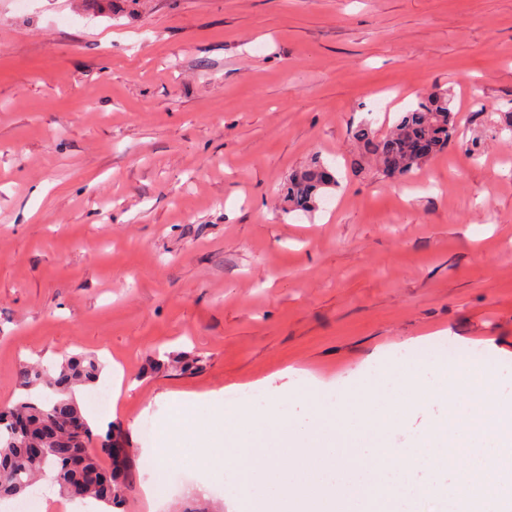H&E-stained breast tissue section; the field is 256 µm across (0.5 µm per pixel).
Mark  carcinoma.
<instances>
[{"label": "carcinoma", "mask_w": 512, "mask_h": 512, "mask_svg": "<svg viewBox=\"0 0 512 512\" xmlns=\"http://www.w3.org/2000/svg\"><path fill=\"white\" fill-rule=\"evenodd\" d=\"M458 135L448 94L438 92L404 112L394 130L377 136L367 124L353 131L365 153L388 176L407 177L448 146ZM339 181L319 158L295 175L288 200L304 212L314 210L319 190ZM101 365L92 355H77L57 364L22 367L19 386L25 394L0 410V501L26 493L39 478L52 473L59 491L72 500L93 499L112 512L125 502L134 481L132 457L122 430L110 425L94 433L71 392L100 380ZM112 461L102 467L99 457Z\"/></svg>", "instance_id": "1"}]
</instances>
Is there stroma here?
<instances>
[{
  "mask_svg": "<svg viewBox=\"0 0 512 512\" xmlns=\"http://www.w3.org/2000/svg\"><path fill=\"white\" fill-rule=\"evenodd\" d=\"M431 91L458 137L417 178L387 133ZM512 0H0V408L25 364L119 363L136 464L168 457L178 392L198 422L256 387L288 418L400 403L393 356L435 336L512 367ZM480 139L482 154L464 144ZM336 170L312 214L292 173ZM197 359L180 371L155 356ZM447 405L409 408L406 448ZM124 512H226L187 482Z\"/></svg>",
  "mask_w": 512,
  "mask_h": 512,
  "instance_id": "1",
  "label": "stroma"
}]
</instances>
